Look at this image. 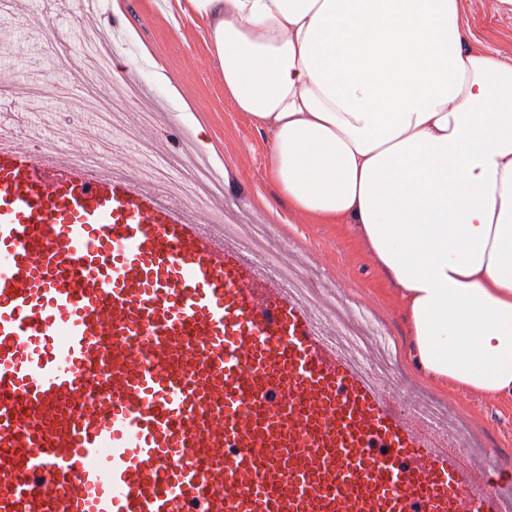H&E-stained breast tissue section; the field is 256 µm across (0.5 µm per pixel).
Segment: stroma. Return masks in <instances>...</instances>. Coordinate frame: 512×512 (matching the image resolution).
Wrapping results in <instances>:
<instances>
[{
	"label": "stroma",
	"mask_w": 512,
	"mask_h": 512,
	"mask_svg": "<svg viewBox=\"0 0 512 512\" xmlns=\"http://www.w3.org/2000/svg\"><path fill=\"white\" fill-rule=\"evenodd\" d=\"M0 0V118L13 121L24 146L39 135L70 132L67 152L91 150L90 132L125 140L124 161H139L156 149L174 157L195 134L197 148L222 171L224 193L218 203L197 206L202 223L212 209L224 208L228 224H267L289 260L313 276L319 289L343 296L354 310L382 325L397 351L403 382L401 402L424 399L449 412L475 438L478 447L512 458V398L490 397L453 387L438 388L407 357L406 313L370 252L335 224H313L289 208L269 177L271 137L224 96L211 37L202 24L177 14L170 0H119L113 17L88 20L79 0ZM464 19L491 52L512 63V14L496 0H460ZM117 24L144 64L137 67L142 97H114L107 68L86 71L81 34L90 26ZM121 112L126 126L113 130L105 113Z\"/></svg>",
	"instance_id": "35a3bbf8"
}]
</instances>
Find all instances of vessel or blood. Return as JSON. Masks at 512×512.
<instances>
[{"label": "vessel or blood", "mask_w": 512, "mask_h": 512, "mask_svg": "<svg viewBox=\"0 0 512 512\" xmlns=\"http://www.w3.org/2000/svg\"><path fill=\"white\" fill-rule=\"evenodd\" d=\"M60 151L0 130V512H512L223 214Z\"/></svg>", "instance_id": "obj_1"}]
</instances>
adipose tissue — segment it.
I'll list each match as a JSON object with an SVG mask.
<instances>
[{
  "label": "adipose tissue",
  "mask_w": 512,
  "mask_h": 512,
  "mask_svg": "<svg viewBox=\"0 0 512 512\" xmlns=\"http://www.w3.org/2000/svg\"><path fill=\"white\" fill-rule=\"evenodd\" d=\"M289 205L397 288L410 357L512 396V63L459 0H184Z\"/></svg>",
  "instance_id": "1"
}]
</instances>
